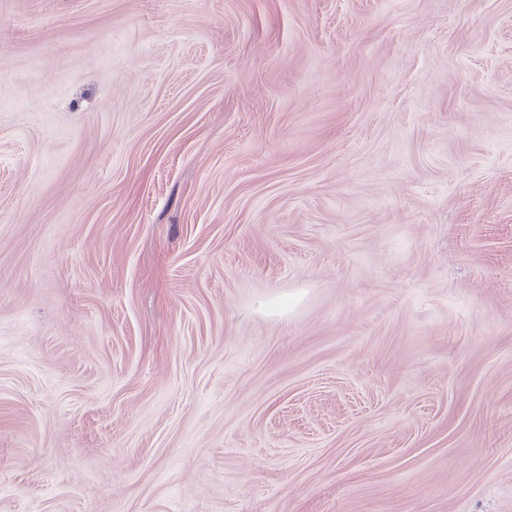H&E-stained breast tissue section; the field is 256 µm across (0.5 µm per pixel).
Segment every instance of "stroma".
Segmentation results:
<instances>
[{
    "mask_svg": "<svg viewBox=\"0 0 512 512\" xmlns=\"http://www.w3.org/2000/svg\"><path fill=\"white\" fill-rule=\"evenodd\" d=\"M0 512H512V0H0Z\"/></svg>",
    "mask_w": 512,
    "mask_h": 512,
    "instance_id": "stroma-1",
    "label": "stroma"
}]
</instances>
